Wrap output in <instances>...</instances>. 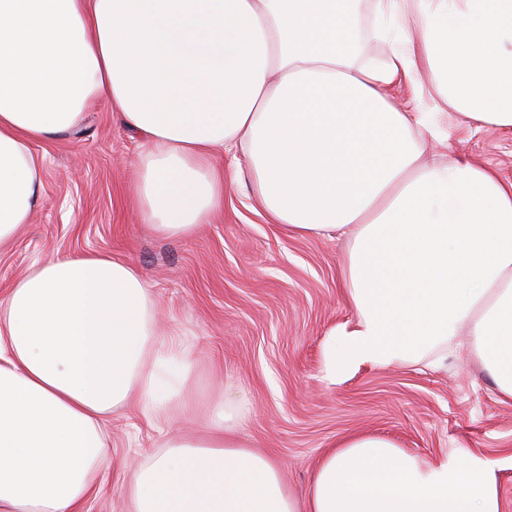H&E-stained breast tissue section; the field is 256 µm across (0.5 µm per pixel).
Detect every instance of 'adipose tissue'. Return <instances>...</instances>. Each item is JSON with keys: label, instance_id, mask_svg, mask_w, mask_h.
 Wrapping results in <instances>:
<instances>
[{"label": "adipose tissue", "instance_id": "ef3b65f1", "mask_svg": "<svg viewBox=\"0 0 512 512\" xmlns=\"http://www.w3.org/2000/svg\"><path fill=\"white\" fill-rule=\"evenodd\" d=\"M0 0V244L41 203L36 143L91 102L138 138L136 196L160 236L224 203L215 154L242 156L290 236L347 237L352 324L323 371L477 358L512 400V181L431 163L450 118L512 130V0ZM433 77L428 96L391 90ZM151 286L105 254L33 264L0 297V512H81L109 469L105 428L136 403L159 427L193 373L160 338ZM247 403L213 402L126 490L128 512H503V462L456 448L425 464L358 436L318 462L305 500L238 438Z\"/></svg>", "mask_w": 512, "mask_h": 512}]
</instances>
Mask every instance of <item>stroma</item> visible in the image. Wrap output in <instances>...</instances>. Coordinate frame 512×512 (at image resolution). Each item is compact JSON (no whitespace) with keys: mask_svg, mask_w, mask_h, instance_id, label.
<instances>
[{"mask_svg":"<svg viewBox=\"0 0 512 512\" xmlns=\"http://www.w3.org/2000/svg\"><path fill=\"white\" fill-rule=\"evenodd\" d=\"M45 163L42 205L30 224L0 246V296L32 263L109 253L149 279L160 327L178 335L195 369L187 403L175 404L171 430H205L201 403L246 397L239 433L276 460L297 499L315 463L350 438L375 435L432 463L455 448L492 459L512 456V401H501L476 359L449 356L438 368L364 365L325 378L323 345L352 322L341 280L345 242L288 237L269 223L229 156L224 207L188 237L153 233L135 203L139 141L93 102L80 129L36 144ZM452 158L471 157L512 179V132L456 128ZM162 435L136 409L109 428L111 466L83 512H124L123 492Z\"/></svg>","mask_w":512,"mask_h":512,"instance_id":"35a3bbf8","label":"stroma"}]
</instances>
